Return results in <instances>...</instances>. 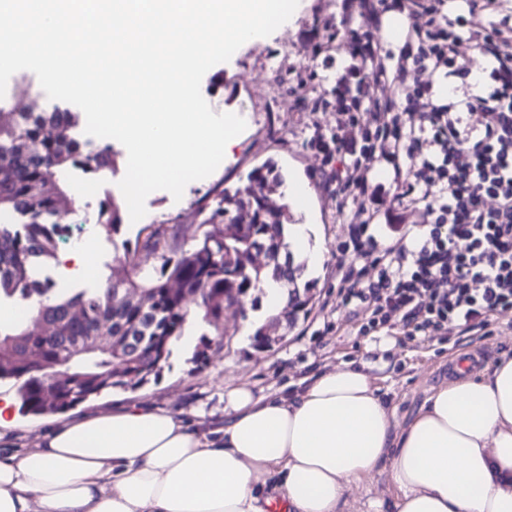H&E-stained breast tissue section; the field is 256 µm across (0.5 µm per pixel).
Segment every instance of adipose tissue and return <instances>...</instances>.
<instances>
[{"label":"adipose tissue","instance_id":"adipose-tissue-1","mask_svg":"<svg viewBox=\"0 0 512 512\" xmlns=\"http://www.w3.org/2000/svg\"><path fill=\"white\" fill-rule=\"evenodd\" d=\"M369 368L225 389L217 428L136 405L49 428L0 456V512H350L348 486L382 470L396 495L367 512H512V353L402 425Z\"/></svg>","mask_w":512,"mask_h":512}]
</instances>
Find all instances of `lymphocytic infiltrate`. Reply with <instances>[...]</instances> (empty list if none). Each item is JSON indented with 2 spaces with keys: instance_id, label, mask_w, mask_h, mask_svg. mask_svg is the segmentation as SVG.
<instances>
[{
  "instance_id": "f902f5d3",
  "label": "lymphocytic infiltrate",
  "mask_w": 512,
  "mask_h": 512,
  "mask_svg": "<svg viewBox=\"0 0 512 512\" xmlns=\"http://www.w3.org/2000/svg\"><path fill=\"white\" fill-rule=\"evenodd\" d=\"M346 14L344 41H359L364 25L379 26L397 11L411 29L432 28L435 44L414 60L416 96L481 59L492 91L463 94L454 111L435 108L396 118L376 106L392 81L377 46L353 50L336 79L335 123L313 145L336 163L339 208L354 205L356 255L371 259L376 280L363 283L346 270V300L366 304L360 331L369 334L399 317L405 336H447L484 329L493 315L512 312V16L502 0H464L462 12L445 0H362ZM470 51H462V44ZM389 160L400 179L399 204L419 209L412 248L377 253L364 213L380 199L371 173Z\"/></svg>"
}]
</instances>
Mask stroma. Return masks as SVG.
I'll return each instance as SVG.
<instances>
[{
	"label": "stroma",
	"mask_w": 512,
	"mask_h": 512,
	"mask_svg": "<svg viewBox=\"0 0 512 512\" xmlns=\"http://www.w3.org/2000/svg\"><path fill=\"white\" fill-rule=\"evenodd\" d=\"M342 15L343 0H299L292 17L274 33L243 44L228 62L205 73L201 92L213 112L238 114L246 128L215 172L188 184L181 200L164 190L152 192L142 219L134 223L126 219L118 231L100 233L96 230L100 202L108 197L118 204L123 201L117 183L126 172V150L113 143L111 170L88 178L73 173V186L80 187L88 179L96 187L95 192L82 191L79 196L88 217L82 235L93 267L83 271L62 266L58 258L70 246L59 237L54 259L36 271L40 279L67 277L72 288L124 279L135 263L144 271H157L165 259L196 246L206 229L204 221L224 190L245 182L253 169L272 163L285 178L281 198L289 206L292 222L308 225L310 248L324 254L321 267H307L304 274L315 284L310 311L299 315L283 340L268 351L256 349L248 334L257 315L254 309L242 314L227 310L223 336L205 323L190 325L159 377L135 390L105 391L58 415H20L17 426L0 431V451L32 447L37 436L57 422L131 402L183 417L201 413L206 423L217 426L224 421L225 388L246 386L257 394L278 393L304 377L365 359L367 346L379 344L385 336L393 345L384 354L385 368L374 370L373 375L380 394L403 423L435 388L451 378L455 356L469 358L479 373L502 351L512 349V313L493 318L485 330L460 337L454 344L437 338H408L397 321L388 334L361 335L363 309L344 304L338 266L352 260L354 246L347 220L336 210L328 168L312 145L327 117L307 108L316 98L330 97L337 71L348 63L347 54L326 48L342 27ZM286 41L299 49L300 57L295 65L280 69L271 60ZM260 79L274 90L275 103L253 98L252 85ZM283 103L292 106V113L278 112ZM414 222L409 211L390 202L376 208L371 219L372 231L384 248L409 239Z\"/></svg>",
	"instance_id": "stroma-1"
}]
</instances>
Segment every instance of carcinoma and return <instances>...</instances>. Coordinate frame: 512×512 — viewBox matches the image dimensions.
I'll list each match as a JSON object with an SVG mask.
<instances>
[{
  "label": "carcinoma",
  "instance_id": "1",
  "mask_svg": "<svg viewBox=\"0 0 512 512\" xmlns=\"http://www.w3.org/2000/svg\"><path fill=\"white\" fill-rule=\"evenodd\" d=\"M34 96L35 89L18 78L10 95L0 99V213L24 219L20 230L0 224V303H26L18 320L0 324V380L19 383L27 412L64 413L109 389L127 388L130 374L142 385L150 376H159L161 369L141 363L130 352L123 359L110 344L93 355L76 354L80 341L96 335L102 324L109 325L111 335L129 338V346L144 352L167 340V361L174 342L184 336L190 305L200 309L201 320L216 335L224 336V300L261 292L270 279L281 281L283 265L293 272L287 308L308 312L312 284L301 281L304 263L286 241L287 208L265 203L284 184L283 174L273 164L254 169L245 183L224 190L205 220L212 229L192 250L165 260L157 274L139 271L123 281L78 291L35 279L34 266L53 255L55 237L68 228L45 217L64 214L71 220L77 215L66 205L72 197L67 173L110 169L112 151L106 146L94 155L83 152L73 136L79 113L36 112L31 104ZM49 181L56 185L51 194L42 190ZM245 207L252 212L251 222L224 235V225L233 223L236 212ZM253 249L270 251L279 262L261 269L242 266L240 257ZM137 292L142 301L134 303L131 296ZM47 324L55 326V341L45 348L42 336ZM34 347L43 348L40 363L29 359ZM58 365L69 370L70 384L49 397L46 375Z\"/></svg>",
  "mask_w": 512,
  "mask_h": 512
}]
</instances>
